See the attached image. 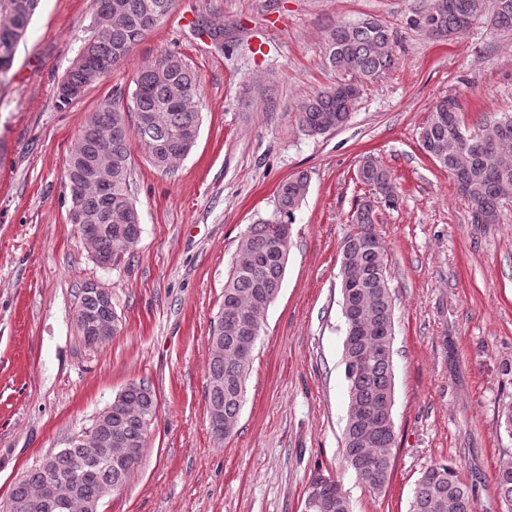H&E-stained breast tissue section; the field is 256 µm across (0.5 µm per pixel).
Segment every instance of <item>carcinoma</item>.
I'll list each match as a JSON object with an SVG mask.
<instances>
[{
  "instance_id": "1",
  "label": "carcinoma",
  "mask_w": 512,
  "mask_h": 512,
  "mask_svg": "<svg viewBox=\"0 0 512 512\" xmlns=\"http://www.w3.org/2000/svg\"><path fill=\"white\" fill-rule=\"evenodd\" d=\"M39 0H0V84L13 67L18 44L24 38ZM96 11L91 35L63 81L84 88L127 61L144 35L167 15L175 0H94ZM430 16L439 18L435 36L462 33L468 17L496 30L512 31V0H432L412 18L420 27ZM392 31L375 19L344 23L331 28L325 57L338 80L373 81L394 64ZM130 102L122 106L103 102L87 119L71 149L65 171L76 184L70 208L79 214L75 225L97 226L96 258L117 264L133 251L138 238L118 233V226L140 223L131 194L132 157L135 146L145 148L151 165L165 173L187 157L197 143L201 126L200 79L179 56L166 53L143 63L137 70ZM439 101L420 132V147L435 164L455 175L459 193L474 205L472 223L499 224L503 202L512 199V114L485 118L475 132L466 130L461 105ZM355 101L336 95L330 87L304 98L296 120L312 136L343 126ZM112 157V184L100 188L93 165L102 151ZM357 180L368 194L357 201L353 232L341 247L340 288L346 324L342 362L348 382V412L343 433L346 469L368 491L381 495L391 479L396 433L394 406V296L387 275L386 250L376 231V204L394 206L396 189L388 170L376 161H364ZM308 178L302 174L283 181L277 192L272 218L252 224L241 238L231 270L224 281L221 311L210 336L207 369L208 408H218L224 418V435L235 427L245 398L253 353L265 314L277 298L288 257L282 228L292 223L304 200ZM78 302L89 314L112 321V334L93 336L79 330L84 343L93 346L112 339L119 331L115 307L93 289L80 288ZM156 398L144 383H133L90 424L89 444L101 448L119 433L135 455L127 465L107 460L88 462L86 472L67 490V508L51 504L31 506V492L44 480V468L65 475L71 471L72 450L48 454L15 482L0 512H98L107 490H122L139 467L148 445V426L156 415ZM496 484L505 512H512V455L501 459ZM306 498L316 501L305 512H352L341 481L324 475L311 479ZM409 512H477L473 491L446 463L421 472Z\"/></svg>"
}]
</instances>
